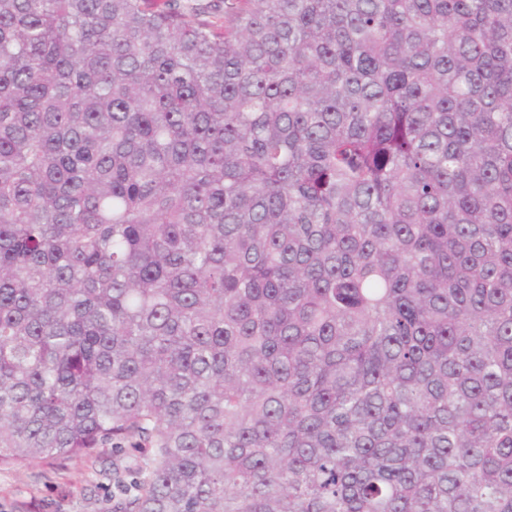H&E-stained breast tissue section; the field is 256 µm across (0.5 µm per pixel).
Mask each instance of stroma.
Instances as JSON below:
<instances>
[{"mask_svg":"<svg viewBox=\"0 0 512 512\" xmlns=\"http://www.w3.org/2000/svg\"><path fill=\"white\" fill-rule=\"evenodd\" d=\"M140 457L126 449L97 460L43 458L22 469L0 467V512H114L120 483Z\"/></svg>","mask_w":512,"mask_h":512,"instance_id":"stroma-1","label":"stroma"}]
</instances>
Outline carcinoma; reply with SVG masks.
Returning <instances> with one entry per match:
<instances>
[{
    "instance_id": "obj_1",
    "label": "carcinoma",
    "mask_w": 512,
    "mask_h": 512,
    "mask_svg": "<svg viewBox=\"0 0 512 512\" xmlns=\"http://www.w3.org/2000/svg\"><path fill=\"white\" fill-rule=\"evenodd\" d=\"M0 0V466L122 512H512V0ZM141 454L109 445L95 462L43 458L27 468L0 467V512H114L118 480H131Z\"/></svg>"
}]
</instances>
